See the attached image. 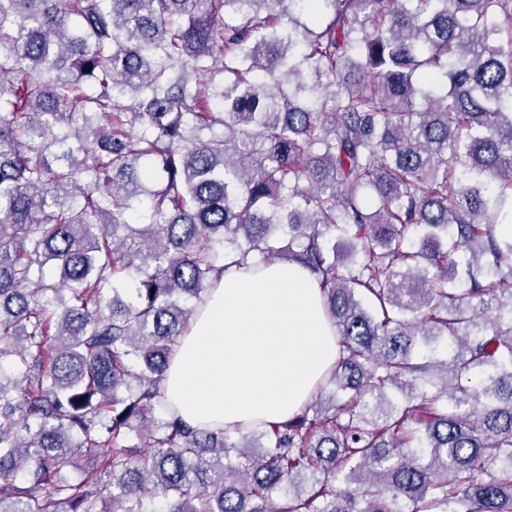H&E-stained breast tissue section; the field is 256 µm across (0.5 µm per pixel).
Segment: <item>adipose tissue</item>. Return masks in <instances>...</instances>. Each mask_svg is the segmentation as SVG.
<instances>
[{
    "label": "adipose tissue",
    "instance_id": "1",
    "mask_svg": "<svg viewBox=\"0 0 512 512\" xmlns=\"http://www.w3.org/2000/svg\"><path fill=\"white\" fill-rule=\"evenodd\" d=\"M339 355L307 271L292 262L233 267L178 338L162 403L195 429L282 422L310 400Z\"/></svg>",
    "mask_w": 512,
    "mask_h": 512
}]
</instances>
